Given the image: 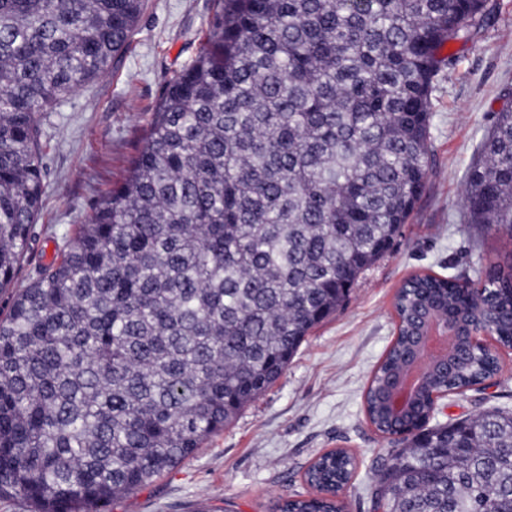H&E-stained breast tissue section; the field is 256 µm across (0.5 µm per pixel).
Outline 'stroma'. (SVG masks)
<instances>
[{
  "label": "stroma",
  "instance_id": "obj_1",
  "mask_svg": "<svg viewBox=\"0 0 512 512\" xmlns=\"http://www.w3.org/2000/svg\"><path fill=\"white\" fill-rule=\"evenodd\" d=\"M496 3L478 42L451 46L457 64L433 92L428 178L392 249L310 333L275 384L183 464L109 512H273L278 500L309 494L305 471L334 448L359 459L345 490L349 512H374L365 487L391 443L370 426L361 401L395 333L397 289L418 272L448 276L470 270L479 256L490 264L512 255L511 240L486 234L463 213L468 174L494 115L512 104V0ZM214 10V0H148L127 52L50 113L46 191L17 284L52 261L57 241L73 237L126 177L164 84L195 57ZM439 405L442 422L494 407L512 411V351H502L501 370L485 386Z\"/></svg>",
  "mask_w": 512,
  "mask_h": 512
}]
</instances>
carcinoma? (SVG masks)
<instances>
[{"mask_svg": "<svg viewBox=\"0 0 512 512\" xmlns=\"http://www.w3.org/2000/svg\"><path fill=\"white\" fill-rule=\"evenodd\" d=\"M197 56L163 88L129 174L0 319V498L30 512H102L189 458L272 386L406 223L431 166L446 45L475 41L490 0H216ZM146 0H0V294L45 192V113L107 72ZM470 224L512 239V108L494 117L465 193ZM448 308V365L429 390L495 376L472 329L512 349V264L411 277L399 334L364 391L380 432L409 431L367 488L376 512H512V412L429 424L381 389ZM345 451L306 471L318 494L280 512H336Z\"/></svg>", "mask_w": 512, "mask_h": 512, "instance_id": "1", "label": "carcinoma"}]
</instances>
